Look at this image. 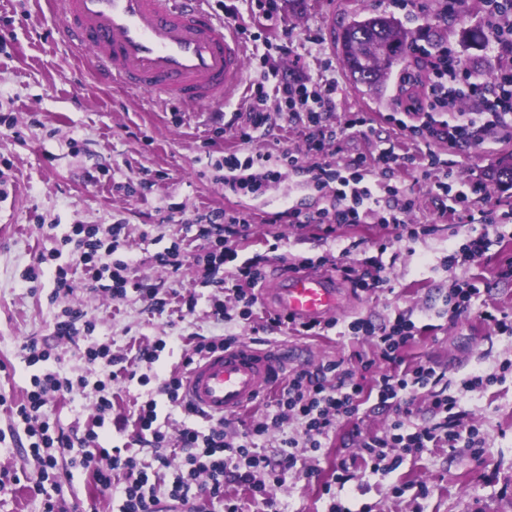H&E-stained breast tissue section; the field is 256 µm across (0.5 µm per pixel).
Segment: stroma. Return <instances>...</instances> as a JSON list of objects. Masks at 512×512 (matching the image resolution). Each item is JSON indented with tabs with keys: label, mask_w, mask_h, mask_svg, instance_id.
<instances>
[{
	"label": "stroma",
	"mask_w": 512,
	"mask_h": 512,
	"mask_svg": "<svg viewBox=\"0 0 512 512\" xmlns=\"http://www.w3.org/2000/svg\"><path fill=\"white\" fill-rule=\"evenodd\" d=\"M445 6L446 0H428L425 13H405L401 19L413 31L427 25L440 29L445 46L477 60L470 71L475 79H487L512 61L511 51L463 48L462 30L483 23L481 0H460L459 17L451 23L443 17ZM391 9L389 0H301L282 15V27L308 56L313 71L326 64L335 73V119L366 112L374 120L373 133L351 135L340 151L328 153L329 162L375 153L401 138L400 130L383 119L396 106L397 78H390L380 94L358 92L334 42L340 21L357 12ZM60 23L50 0H0V395L6 398L0 404V431L12 426L10 406L23 398L33 373L21 350L26 340L49 346L67 376L83 374L76 347L54 334V321L67 306L94 320V338L111 344L113 354H127L139 343H166L159 360L141 369L148 383L115 384L116 417L131 416L137 402L157 394L181 363L186 337L232 333L262 347L285 342L307 349V369L329 360L354 366L359 357H375L376 341L344 336L341 324L357 317L380 323L409 310L421 333L404 350L405 361H423L441 373L437 390L456 397L467 421L484 434V453L462 443L433 448L405 457L390 474L348 482L332 498L324 495L320 478L356 455L358 433L379 434L387 428L392 408H371L357 424H342L316 456L299 458L281 486L271 488L279 512H328L334 498L351 512L364 505L371 512H512V372L483 390L461 386L472 373L512 362V335L498 334L482 318L489 307L512 316V279L497 276L505 261H512V223L508 237L492 241L480 262L453 270L448 255L464 241L460 226L436 225L416 241L381 254L378 243L393 236L383 224L343 225L323 240L309 227L269 223L271 213L291 207L313 210L325 200L310 187L308 175L295 172L258 198L225 192L224 173L215 163L240 146L229 123L241 95L199 110L102 84L84 52L60 40ZM436 151L450 158L460 182L485 181L489 204L512 208V187L493 176L499 158L512 153V132L493 130L479 148L452 153L440 145ZM224 210L239 211L248 220L238 240V258L262 262L268 278L300 259L335 255L347 247L352 264L381 255L390 287L365 291L344 272L334 271L346 301L336 315L337 327L323 336L255 334L240 319L215 321L210 311L218 292L199 286V267L188 261L174 273L156 264L155 256L175 244L201 252L198 217ZM74 224L125 225L134 261L131 274L144 287L158 289L165 308L152 307L133 292L112 301L101 289L83 284L70 296L52 298L56 266L39 265L38 258L54 232H67ZM274 237L280 243L273 251L267 241ZM36 265L42 273L35 286L21 287L25 269ZM456 278L474 283L481 294L452 321L446 299ZM189 295L197 300L194 311L178 313L179 297ZM311 469L319 470V478L308 477ZM422 484L430 489L428 497L418 495Z\"/></svg>",
	"instance_id": "obj_1"
}]
</instances>
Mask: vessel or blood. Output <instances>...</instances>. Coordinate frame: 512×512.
<instances>
[{"mask_svg": "<svg viewBox=\"0 0 512 512\" xmlns=\"http://www.w3.org/2000/svg\"><path fill=\"white\" fill-rule=\"evenodd\" d=\"M60 33L89 53L87 64L133 92L195 106L227 101L245 81V51L204 0H54ZM264 303L298 321L341 307L335 281L298 271L270 282ZM288 351L251 341L217 350L188 371L181 397L209 417L236 414L288 377Z\"/></svg>", "mask_w": 512, "mask_h": 512, "instance_id": "b4317fda", "label": "vessel or blood"}]
</instances>
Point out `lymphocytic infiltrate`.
Listing matches in <instances>:
<instances>
[{"mask_svg":"<svg viewBox=\"0 0 512 512\" xmlns=\"http://www.w3.org/2000/svg\"><path fill=\"white\" fill-rule=\"evenodd\" d=\"M279 14V0H254V24L249 27L240 23L236 6L224 8L225 24L234 28L238 36L261 40L265 52L260 55V62H268L274 53L279 59L288 60L296 74L293 82L282 85L270 87L257 82L233 122L239 128L240 142L250 143L255 133L269 125L271 103L283 101L282 114L289 127L297 129L305 151L257 152L244 157L235 151L225 153V189L236 195L261 196L285 172H306L328 204L313 211L288 209L284 216L289 224L297 228L312 225L328 237L339 226L365 224L375 218L393 227L396 241L408 242L431 231L430 226L418 228L406 221L416 207V199L403 187L400 176L417 173L429 182L436 197L453 199L452 206L439 209L437 223L481 226L479 233L466 234L459 249L449 254V268L479 262L488 250L490 233L511 224L512 212L491 207L474 209V200L486 198V185L476 181L468 191L456 190L453 170L432 146L441 143L452 150L479 146L489 131L511 123L512 66L499 69L490 80L475 83L465 77L464 66L451 50L442 48L433 53L414 48L413 66L399 78L398 91L405 94L406 101L387 116L389 123L405 132L410 146L393 143L378 153H360L333 166L324 161L327 150L346 139L350 130L371 127L372 120L366 113L353 112L345 121H331L336 109V80L324 71L309 76L310 61L297 51L293 40L271 37ZM482 16L491 34L490 48L512 47V0H482ZM471 98L482 101L480 111L464 108V101ZM229 225L243 231L248 223L242 214L231 210L225 212L223 223L204 225L200 231L208 244L202 283L230 292L235 301L231 308L216 301L212 316L225 322L236 317L251 322L259 318L267 328L283 329L295 336L323 335L326 326L318 321L297 323L275 313L258 316L256 306L267 271L257 262L237 263L238 243L225 231ZM122 230L119 224L104 230L75 224L69 232L53 237L47 256L71 257L69 268L58 273L53 296L73 293L74 283L80 279L92 287L104 288L115 299L134 292L143 299L155 300V289L130 278L131 259L117 256L126 246ZM230 261L236 262L237 267L227 277L223 271ZM94 329V321L87 319L84 311L67 308L57 317L54 331L59 339L78 346L87 365L101 367L104 376L95 381L86 375L72 379L51 368L50 351L39 347L37 341L23 346L27 363L36 372L30 377L24 399L15 406L14 424L21 428L27 442L26 453L34 459L37 469L25 480L17 472L1 469L0 493L12 492L20 483H27L32 495L41 499V512H67L63 488L76 470L91 477L99 494L121 487L120 512H175L179 506L185 512H200L193 504L199 492L209 501L220 503L224 512H240L236 498L227 491L231 484L247 486L255 503L262 505L265 512H273L275 503L269 490L280 483L284 471L295 467L297 449L319 452L337 426L356 419L362 406L373 397L379 405L396 407L397 412L383 435L364 436L358 441L363 469L370 474L392 473L404 456H419L441 444L452 448L463 439L476 449L485 445L479 428L463 421L457 399L433 391L437 382L435 369L426 363H405L402 351L420 329L410 315L401 313L379 325L365 318L349 321L346 335L375 338L377 359L361 361L356 371L329 360L316 369L290 374L234 442L228 441L223 421L201 418L194 408L181 403L180 392L185 368L237 343L238 338L232 334L197 338L184 355L182 370L171 371L159 388L169 405L181 411L177 435L169 436L160 422L156 399L143 401L133 414L135 440L148 444L153 454V464L148 467L124 453L120 446L105 448L100 441L111 435L113 382L134 380L142 365L158 361L164 345H137L134 353L122 360L113 355L109 345L92 340ZM383 361L388 364L384 370L379 367ZM89 388L97 395L90 425L66 430L50 422V408ZM424 389L429 392L428 410L435 419L429 426L414 423L410 409L415 394ZM291 420L297 421L299 433L284 437L280 458L273 461L258 456L259 441L271 432H282Z\"/></svg>","mask_w":512,"mask_h":512,"instance_id":"obj_1","label":"lymphocytic infiltrate"}]
</instances>
